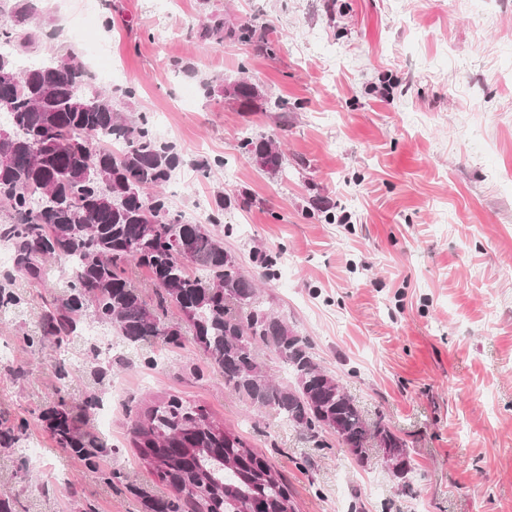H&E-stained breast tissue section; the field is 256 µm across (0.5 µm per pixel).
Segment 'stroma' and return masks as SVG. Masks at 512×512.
Segmentation results:
<instances>
[{
	"instance_id": "obj_1",
	"label": "stroma",
	"mask_w": 512,
	"mask_h": 512,
	"mask_svg": "<svg viewBox=\"0 0 512 512\" xmlns=\"http://www.w3.org/2000/svg\"><path fill=\"white\" fill-rule=\"evenodd\" d=\"M40 0L33 58L79 42L127 118L182 159L165 192L197 219V197H245L224 212V246L246 273L280 255L269 307L312 344L371 420L414 460L400 494L371 448L358 464L335 435L313 439L225 389L191 340L136 343L84 315L63 345L43 316L69 293L52 260L36 281L0 265V499L12 512H146L171 489L146 467L136 413L175 394L205 407L283 475L296 512H512V0H171L166 42L147 0ZM260 18L276 56L183 29V14ZM248 71L285 112H242L224 81ZM133 96H125L126 88ZM284 143L288 174L260 171L242 137ZM222 159L210 178L195 164ZM65 400L96 468L63 451L42 414Z\"/></svg>"
}]
</instances>
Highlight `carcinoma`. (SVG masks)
<instances>
[{
    "instance_id": "carcinoma-1",
    "label": "carcinoma",
    "mask_w": 512,
    "mask_h": 512,
    "mask_svg": "<svg viewBox=\"0 0 512 512\" xmlns=\"http://www.w3.org/2000/svg\"><path fill=\"white\" fill-rule=\"evenodd\" d=\"M37 10V0H0V113L11 116L3 124L9 137L0 138V207L8 215L0 239L12 244L17 270L33 279L43 278L50 260L78 263L70 293L43 317V335L62 344L90 308L97 322L130 341L158 338L178 347L186 323L192 342L224 375V387L256 409L271 410L312 436L330 429L361 464L372 441L384 450L407 447L390 427L366 418L315 360L309 339L266 305L257 278H271L280 255L264 253L254 276L224 249V238L234 232L224 223L227 198L219 197L204 220L187 221L161 191L181 157L156 138L146 118L129 121L111 96L91 89L76 47L22 60L18 45L29 39L22 32ZM202 29L218 43H252L267 56L279 46L268 26L255 20L235 26L212 15ZM224 97L243 112L263 99L247 77L224 84ZM102 134L124 148L104 147ZM241 149L272 176L285 168L272 136H246ZM219 224L222 236L213 230ZM176 238L189 243V256H181ZM131 264L148 271L160 288L156 306L126 277ZM169 307L181 322L160 318L158 311ZM260 346L286 366L291 383L269 378L256 357ZM46 421L61 448L91 461L94 454L69 432L64 400ZM212 423L204 408L176 395L137 415L133 433L141 459L175 492L171 499L150 500V512H179L182 501L242 512L248 503L263 508L291 499L278 472L239 435L222 424L216 431Z\"/></svg>"
}]
</instances>
